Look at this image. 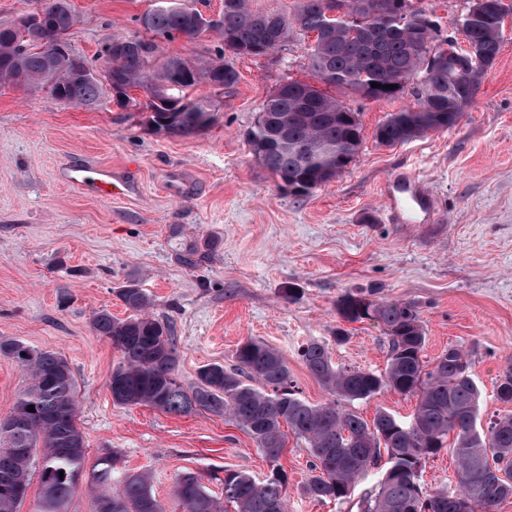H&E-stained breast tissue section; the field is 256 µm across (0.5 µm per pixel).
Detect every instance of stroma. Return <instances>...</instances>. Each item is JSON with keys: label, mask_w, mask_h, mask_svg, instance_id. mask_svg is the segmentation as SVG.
Returning <instances> with one entry per match:
<instances>
[{"label": "stroma", "mask_w": 512, "mask_h": 512, "mask_svg": "<svg viewBox=\"0 0 512 512\" xmlns=\"http://www.w3.org/2000/svg\"><path fill=\"white\" fill-rule=\"evenodd\" d=\"M70 2L71 49L95 64L111 39L141 34L135 19L155 0ZM233 63L234 87L191 90L218 107L191 136L156 130L149 112L108 96L76 107L44 89L0 84V340L66 360L89 456L120 452L128 470L150 475L167 512H183L173 495L178 474L195 473L218 495L225 471L261 479L269 464L225 418L114 403L108 382L120 355L92 320L102 310L127 317L116 291L129 280L148 294L150 315L171 326L184 386L202 365L236 368L239 344L253 338L286 359L303 398L328 401L300 350L320 342L339 365L383 371L389 336L336 313L346 292L375 288L419 305L427 363L451 345L468 353L481 421L505 410L494 383L512 361V18L493 68L452 129L381 146L376 126L413 95L372 101L336 90L360 114L362 148L341 176L302 196L277 187L245 133L284 79L312 81L306 43ZM74 159L132 173L134 192L109 199L68 186L57 171ZM409 171L434 193L437 223L387 222L378 187ZM290 285L293 301L284 293ZM341 328L348 338L339 344ZM311 461L305 442L287 437L280 463L288 512H358L355 499L339 506L303 494Z\"/></svg>", "instance_id": "stroma-1"}]
</instances>
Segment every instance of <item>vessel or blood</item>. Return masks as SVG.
Returning <instances> with one entry per match:
<instances>
[{
  "instance_id": "1",
  "label": "vessel or blood",
  "mask_w": 512,
  "mask_h": 512,
  "mask_svg": "<svg viewBox=\"0 0 512 512\" xmlns=\"http://www.w3.org/2000/svg\"><path fill=\"white\" fill-rule=\"evenodd\" d=\"M63 182L76 189H95L112 196L130 190L125 175L115 169L72 161L60 168ZM386 212L393 224H427L437 216L434 200L425 182L412 173L388 180L381 190Z\"/></svg>"
}]
</instances>
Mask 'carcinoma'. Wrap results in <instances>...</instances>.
<instances>
[{
  "label": "carcinoma",
  "instance_id": "1",
  "mask_svg": "<svg viewBox=\"0 0 512 512\" xmlns=\"http://www.w3.org/2000/svg\"><path fill=\"white\" fill-rule=\"evenodd\" d=\"M41 2L57 29L71 30L75 13L69 0ZM299 2L288 15L277 8L254 9L250 0H224L219 29L224 41L214 58L196 64L171 57L155 67L160 42L213 30L200 11L181 0H160L137 18L146 36L136 37L116 80L126 91H147L146 108L156 129L190 136L211 122L215 103L183 96L172 112L158 106L156 94L172 72L189 76L187 89L203 83L219 93L239 79L226 50L237 57L262 56L310 36L314 80L362 99L398 98L415 77L427 76L425 90H413L417 104L389 113L375 130L378 144L395 146L460 122L473 103L474 76H487L500 52L505 18L512 17V4L504 0H467L453 25L461 27L472 51L449 57L432 37L435 22L413 8L412 0L399 7L397 0ZM17 75L35 87L56 82L61 90L57 100L73 106L94 104L108 92L90 75L65 79L59 62L39 45L19 42L9 27L0 25V80L11 82ZM373 82L381 87H372ZM246 139L277 186L293 195H307L339 177L363 143L360 113L314 85L301 87L289 80L266 96ZM119 297L132 314L118 319L102 310L93 319L96 334L120 353L109 379L113 401L170 414L203 410L224 417L252 437L269 463V474L261 481L244 472L224 473L222 500L195 474L178 475L174 491L184 512H287L288 477L279 464L284 424L306 443L313 458V475L303 493L314 500L348 501L373 469L379 470V479L361 496L359 512H459L461 499L468 512H496L501 501L512 497V413L479 422L481 391L463 349L448 347L426 368L424 321L415 303L385 299L372 290L342 295L336 302L339 317L382 327L391 339L390 355L384 372L376 373L339 366L324 345L307 344L302 361L332 396L313 404L296 389L282 355L251 338L237 350V369L204 365L194 384L184 388L176 339L148 313L149 296L129 282L119 289ZM0 353L14 359L31 380L13 413L0 422V512H18L35 473L40 494L33 512H67L84 476L97 501L112 502V512H167L148 476L126 470L116 451L98 457L84 472L86 446L77 423L75 383L60 354L17 341H1ZM387 390L417 396L414 414L404 420L380 407L367 424L354 404ZM496 396L512 403L511 364L496 379ZM450 436L457 459L455 486L428 494L421 484L422 461L447 447ZM114 482L120 490L110 494Z\"/></svg>",
  "mask_w": 512,
  "mask_h": 512
}]
</instances>
